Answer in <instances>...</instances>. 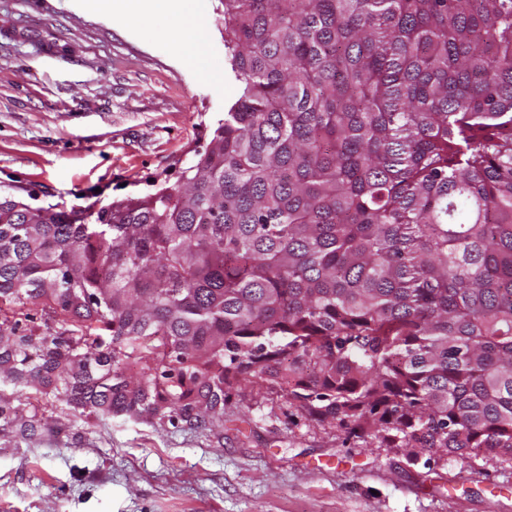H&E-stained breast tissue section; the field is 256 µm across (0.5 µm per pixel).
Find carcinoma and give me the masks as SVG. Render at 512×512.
<instances>
[{"instance_id": "cac0c4a2", "label": "carcinoma", "mask_w": 512, "mask_h": 512, "mask_svg": "<svg viewBox=\"0 0 512 512\" xmlns=\"http://www.w3.org/2000/svg\"><path fill=\"white\" fill-rule=\"evenodd\" d=\"M220 2L241 93L181 184L0 191V434L60 402L206 428L249 380L512 461V0Z\"/></svg>"}]
</instances>
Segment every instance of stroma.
<instances>
[{"instance_id":"1","label":"stroma","mask_w":512,"mask_h":512,"mask_svg":"<svg viewBox=\"0 0 512 512\" xmlns=\"http://www.w3.org/2000/svg\"><path fill=\"white\" fill-rule=\"evenodd\" d=\"M170 42L81 0H0V187L102 206L175 186L240 86L219 0ZM0 436V512H512V461L362 448L242 381L222 423L46 413Z\"/></svg>"}]
</instances>
